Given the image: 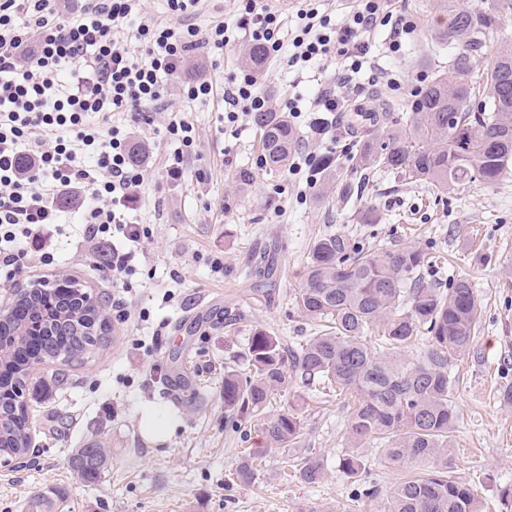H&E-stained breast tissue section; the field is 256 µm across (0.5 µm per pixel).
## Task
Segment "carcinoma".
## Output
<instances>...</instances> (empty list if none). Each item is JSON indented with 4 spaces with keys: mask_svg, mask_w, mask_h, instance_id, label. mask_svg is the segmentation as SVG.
Returning <instances> with one entry per match:
<instances>
[{
    "mask_svg": "<svg viewBox=\"0 0 512 512\" xmlns=\"http://www.w3.org/2000/svg\"><path fill=\"white\" fill-rule=\"evenodd\" d=\"M511 15L512 0H482L478 8L436 0L434 31L460 51L419 91L410 133L392 129L382 139L378 124L390 113H351L350 120L363 127L353 145L356 168L368 176L396 173L436 194L462 183L499 182L512 166V47L486 63L480 82L470 73L473 53ZM243 63L262 68V49L248 46ZM251 121L261 137L263 165L287 167L299 141L288 113L273 107L253 113ZM439 259L415 245L385 253L366 250L346 232L317 237L296 305L321 330L297 351L255 330L247 351L251 374L224 372V409L241 418H263L267 447H296L302 422L295 409L266 415L291 373L321 393H344L352 400L351 453L341 460L343 473L358 474L361 448L372 442L392 464L420 466L447 457L458 421L448 367L470 352L482 310L465 279L438 288L418 278ZM108 331L101 301L75 279L34 280L13 288L12 303L0 310V456L18 460L30 453L31 369L91 355ZM369 331L379 337L375 352L366 343ZM419 338L426 343L420 359L407 364L394 359ZM106 463L105 450L93 444L68 458L71 470L91 484L105 478ZM294 467L303 483L324 475L321 462L310 455L296 458ZM386 512H483V503L448 471L425 469L392 487Z\"/></svg>",
    "mask_w": 512,
    "mask_h": 512,
    "instance_id": "carcinoma-1",
    "label": "carcinoma"
}]
</instances>
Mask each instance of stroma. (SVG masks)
I'll use <instances>...</instances> for the list:
<instances>
[{"label":"stroma","mask_w":512,"mask_h":512,"mask_svg":"<svg viewBox=\"0 0 512 512\" xmlns=\"http://www.w3.org/2000/svg\"><path fill=\"white\" fill-rule=\"evenodd\" d=\"M417 28L400 52L388 49L389 30L370 36L371 54L387 72L407 80L434 77L448 64L454 47L434 38L433 0H393ZM246 38L218 52H189L164 106L184 113L196 134V149L181 181L151 172L142 186L134 217L153 235L138 247V272L127 295L133 312L121 321L112 308L108 276L110 250L91 253L74 234L55 236L51 265L23 270L20 279L80 280L101 298L112 325L107 347L81 362L55 361L44 374L63 373L51 384L31 429L34 452L26 464L0 460V512H33L40 493L54 500V512H384V495L415 472L412 464L387 462L381 449H363L360 479L344 474L339 461L349 453L348 409L300 382L289 381L273 410L295 407L303 435L298 450L266 447L260 420L248 422L224 412V370L247 367L249 339L262 329L288 346L313 335L295 296L303 281L310 246L318 235L356 231L360 245L393 251L406 244L436 248L438 268L422 269L428 283L468 279L483 306L482 324L468 355L448 372L459 414L448 470L481 496L484 512H507L512 498V405L499 400L512 384V174L497 185L462 184L444 195L401 175H386L354 189L350 201L325 196L307 186L306 171L266 172L260 137L249 117L237 129L224 125V86L241 75ZM200 79L214 86L212 98L189 103L180 84ZM335 61L302 73L266 61L260 92L285 106L294 94L337 84ZM382 93L395 106L393 125L409 127L414 97L388 89L385 80L342 89V110L329 133L313 131L314 113L296 118L298 153L333 152L341 174L351 169L346 112ZM255 173L251 185L235 180L240 169ZM258 253L272 256L271 279L249 269ZM221 270H213L212 260ZM149 314L138 320L139 311ZM166 422L161 439L150 438L145 408ZM96 444L110 452L102 483L80 480L68 466L72 449ZM323 464L320 482L295 479L296 452ZM258 462V476L243 485L230 475L246 456ZM374 483L380 497L358 492Z\"/></svg>","instance_id":"obj_1"}]
</instances>
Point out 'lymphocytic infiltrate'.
<instances>
[{"mask_svg":"<svg viewBox=\"0 0 512 512\" xmlns=\"http://www.w3.org/2000/svg\"><path fill=\"white\" fill-rule=\"evenodd\" d=\"M240 24L268 57L302 69L336 59L357 74L369 64L365 32L389 27L392 51L414 32L413 19L393 13L388 0H359L352 14L335 20L305 0L298 25L284 33L264 0H241ZM172 17L144 16L140 0H81L66 14L55 0H0V282L8 283L32 259L50 264V228L62 224L63 202L74 205L83 241L111 247L113 282L135 274L136 249L149 225L132 221L139 189L152 162L131 158V126L147 120L148 107L165 96V78L179 73L196 47L219 51L235 41L224 24L208 29L181 23L187 0H168ZM254 74L224 91L228 122L261 112L267 99ZM126 116L114 124L115 115ZM170 149L163 177L181 180L195 147L192 126L170 117Z\"/></svg>","mask_w":512,"mask_h":512,"instance_id":"f902f5d3","label":"lymphocytic infiltrate"}]
</instances>
